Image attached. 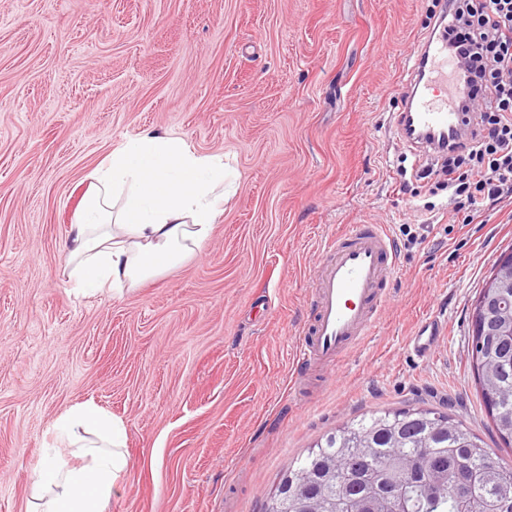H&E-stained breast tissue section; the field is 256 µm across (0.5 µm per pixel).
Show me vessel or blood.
Returning a JSON list of instances; mask_svg holds the SVG:
<instances>
[{"label":"vessel or blood","mask_w":512,"mask_h":512,"mask_svg":"<svg viewBox=\"0 0 512 512\" xmlns=\"http://www.w3.org/2000/svg\"><path fill=\"white\" fill-rule=\"evenodd\" d=\"M449 38L447 24H440L417 54L414 77L404 84L405 121L416 132L456 137L464 129L448 86ZM395 267V249L382 225L347 227L316 280L315 315L298 345V368L335 362L348 343L370 335ZM440 336L435 316H427L410 336L408 348L427 358Z\"/></svg>","instance_id":"vessel-or-blood-1"}]
</instances>
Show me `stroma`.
<instances>
[{
    "instance_id": "35a3bbf8",
    "label": "stroma",
    "mask_w": 512,
    "mask_h": 512,
    "mask_svg": "<svg viewBox=\"0 0 512 512\" xmlns=\"http://www.w3.org/2000/svg\"><path fill=\"white\" fill-rule=\"evenodd\" d=\"M440 0H0V512H27L66 408L122 419L109 512H264L290 463L363 414L449 408L495 459L473 305L512 252V199L464 224L399 135ZM239 174L199 254L78 297L63 244L91 171L144 131ZM408 182L410 193L399 190ZM384 225L397 269L371 335L296 377L333 236ZM431 314L429 360L406 348Z\"/></svg>"
}]
</instances>
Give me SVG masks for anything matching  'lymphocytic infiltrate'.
<instances>
[{
	"label": "lymphocytic infiltrate",
	"mask_w": 512,
	"mask_h": 512,
	"mask_svg": "<svg viewBox=\"0 0 512 512\" xmlns=\"http://www.w3.org/2000/svg\"><path fill=\"white\" fill-rule=\"evenodd\" d=\"M447 17L458 32L456 102L475 129L438 149L441 185L471 206L511 198L512 0H448Z\"/></svg>",
	"instance_id": "lymphocytic-infiltrate-1"
}]
</instances>
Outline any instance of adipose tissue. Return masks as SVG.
Instances as JSON below:
<instances>
[{"mask_svg": "<svg viewBox=\"0 0 512 512\" xmlns=\"http://www.w3.org/2000/svg\"><path fill=\"white\" fill-rule=\"evenodd\" d=\"M63 246L77 292H121L200 249L224 211L236 175L223 156L146 131L112 149L90 173ZM31 482L28 512H107L129 467L125 428L90 403L54 423Z\"/></svg>", "mask_w": 512, "mask_h": 512, "instance_id": "ef3b65f1", "label": "adipose tissue"}]
</instances>
